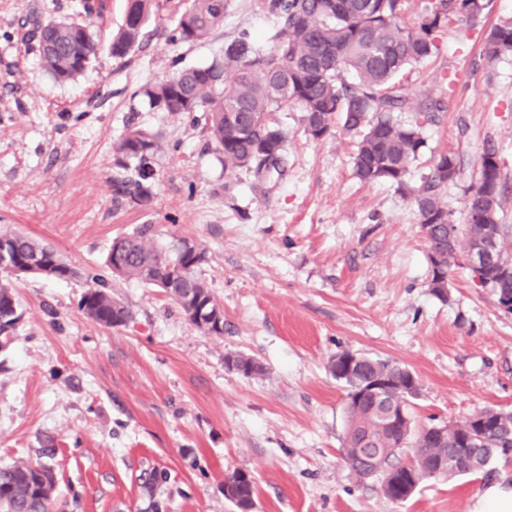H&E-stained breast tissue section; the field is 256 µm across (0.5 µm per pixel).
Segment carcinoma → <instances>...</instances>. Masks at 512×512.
<instances>
[{"label": "carcinoma", "mask_w": 512, "mask_h": 512, "mask_svg": "<svg viewBox=\"0 0 512 512\" xmlns=\"http://www.w3.org/2000/svg\"><path fill=\"white\" fill-rule=\"evenodd\" d=\"M151 0H127V18L108 46L123 57L140 44ZM274 20L262 49L247 31L224 43L222 54L204 66L182 67L140 88L149 107L172 115H188L203 123L224 173H245L257 182L287 171V134L271 114L296 107L303 112L304 132L320 141L335 123L358 136L353 157L355 176L365 184L384 183L401 191L413 164L426 152L422 126L404 123L403 112H415L431 123L446 111L445 102L428 91L410 93L396 78L408 67L439 51L437 34L454 28L466 32L479 26L486 0H425L408 24L411 0H254ZM227 0H183L179 17L168 33L172 44L207 39L224 22ZM486 60L512 54V19L486 31ZM42 63L56 80L83 72L98 54L91 24L50 21L39 27ZM158 134L134 126L115 146L112 198L145 207L154 197ZM424 183L410 201L433 252L431 290L448 296V276L477 245L483 225L497 233L495 258L489 259L482 282L495 294L512 293V272L500 274L499 260L512 262L506 243L512 227L500 223L508 201L495 146L485 144L477 183L464 191L465 223L448 228L453 212L441 192L460 173L453 152L430 156ZM0 271L10 275L66 279L76 271L48 244L15 231L0 230ZM207 251L202 243L180 238L163 241L153 226L141 225L130 235L112 240L106 265L117 276L156 288L176 303L188 322L205 335H224V309L214 299L201 266ZM85 315L106 327L133 319L123 302L104 285L91 286L81 298ZM22 318L8 283H0V354L14 340ZM228 368L245 376L263 367L252 357L228 355ZM330 371L347 388V428L343 459L347 469L365 477V449L378 456V477L386 498L407 500L425 481L480 472L492 463L512 459V410H485L448 424L438 438L431 425H417L412 413L420 383L406 367L387 360L336 355ZM460 448H488L490 454L471 467L458 459ZM407 455V460L400 459ZM55 486L53 471L40 463L19 462L0 467V512H48ZM254 484L235 471L224 478V498L237 512L254 507Z\"/></svg>", "instance_id": "cac0c4a2"}]
</instances>
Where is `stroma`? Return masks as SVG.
Segmentation results:
<instances>
[{
    "instance_id": "35a3bbf8",
    "label": "stroma",
    "mask_w": 512,
    "mask_h": 512,
    "mask_svg": "<svg viewBox=\"0 0 512 512\" xmlns=\"http://www.w3.org/2000/svg\"><path fill=\"white\" fill-rule=\"evenodd\" d=\"M153 2L144 43L114 58L107 46L127 0H104L92 18L97 59L59 83L32 22L77 16L82 0H0V227L47 241L78 272H0L23 312L0 367V466L53 467L50 512H236L224 498L236 470L254 481L252 512H469L486 485L511 484L512 461L499 460L394 503L379 481L349 472L347 389L331 357L409 369L421 385L420 425L512 409V312L465 265L452 269L447 298L432 292L429 244L409 199L355 178L357 137L342 127L315 141L301 112L275 113L287 134L285 175L257 187L225 174L203 125L152 110L137 92L271 22L253 0H228L208 41L175 46L166 30L178 0ZM510 16L512 0H490L483 27L444 31L438 54L399 77L447 106L423 135L429 150L462 159L442 194L458 224L484 144L495 145L512 187V57L490 76L482 60L486 28ZM132 122L162 134L145 208L112 200L113 146ZM140 224L205 244L202 273L224 309L223 335L201 333L157 289L106 268L113 239ZM92 274L132 321L108 328L83 313ZM231 353L254 357L262 373L229 369ZM149 472L158 475L150 487Z\"/></svg>"
}]
</instances>
